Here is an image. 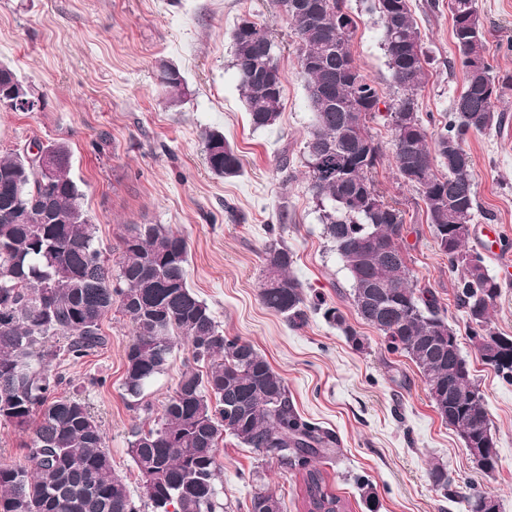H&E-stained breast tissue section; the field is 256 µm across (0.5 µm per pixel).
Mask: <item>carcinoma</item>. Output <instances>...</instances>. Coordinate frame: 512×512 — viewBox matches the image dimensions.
Listing matches in <instances>:
<instances>
[{"label":"carcinoma","mask_w":512,"mask_h":512,"mask_svg":"<svg viewBox=\"0 0 512 512\" xmlns=\"http://www.w3.org/2000/svg\"><path fill=\"white\" fill-rule=\"evenodd\" d=\"M294 0H273L298 38V63L314 121L304 144L308 189L324 206L327 239L344 262L357 316L375 328L388 349L399 351L422 373L432 402L453 383L455 409L440 413L454 431L471 423L472 436L492 433L483 394L471 378L456 330L440 301L419 288L403 247L400 209L384 200L371 171L380 146L367 119L380 111L377 84L355 63L356 22L345 0H304L321 5L316 17L290 8ZM379 14L383 45L396 96L388 124L395 168L404 183L421 191L430 224L448 267L459 272L456 301L466 315L481 359L512 378V336L490 326L489 312L501 285L484 258L466 249L476 207L472 159L466 141L502 123L497 103L512 90V76L499 75L487 56L484 22L475 0H448L452 36L465 84L448 120L434 130L424 124L417 91L425 83L428 57L410 0H371ZM233 66L255 128L274 125L282 93L266 90L280 80L272 31L266 24L240 20L232 33ZM160 82L172 99L185 95L180 71L165 67ZM47 146L57 153L59 182L42 189L29 153L0 157V177H15L20 193L0 195V422L32 430L24 466L0 464V512H141L126 481L112 468L104 432L81 399L59 394L62 377L53 360L78 362L106 343L104 317L117 309L134 336L126 351L123 387L128 405L142 406L145 391L166 368L175 339L186 338L193 363L182 372L163 415L152 427L132 431L128 454L152 512H216L221 465L219 440L230 435L247 448H273L270 458L298 470L306 512H345L326 471L312 459L327 457L333 438L304 420L288 396L284 378L250 342L224 335L207 304L187 280V243L162 224H133L119 244V274L96 245V227L82 209V191L70 176L67 143ZM211 172L236 177L237 152L224 137L205 139ZM417 179L405 178L407 166ZM39 195L69 217L66 224L4 218L13 202ZM294 255L280 239L264 248V271L276 275L272 288L260 284L259 298L288 324L307 322L309 307L292 273ZM323 317L352 344L363 341L343 312L320 299ZM460 496L466 512H483L486 495ZM249 512H284L269 490L256 491Z\"/></svg>","instance_id":"obj_1"}]
</instances>
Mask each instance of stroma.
Returning <instances> with one entry per match:
<instances>
[{"instance_id":"obj_1","label":"stroma","mask_w":512,"mask_h":512,"mask_svg":"<svg viewBox=\"0 0 512 512\" xmlns=\"http://www.w3.org/2000/svg\"><path fill=\"white\" fill-rule=\"evenodd\" d=\"M357 30L352 52L374 79L383 101L394 89L378 14L365 0H347ZM430 58L418 91L421 113L444 121L464 85L452 38L448 0H411ZM490 61L512 74V0H476ZM270 25L282 82V108L266 129L250 123L236 70L232 31L240 18ZM0 63L10 65L43 103L35 112L0 110V155L28 150L33 141H66L70 175L81 205L97 228L96 243L110 262L130 224H161L185 237L188 282L225 335L251 342L284 378L296 411L336 440L320 460L347 512H463L432 487L428 471L444 465L455 486L472 487L512 512V380L486 365L469 336L455 298L457 272L448 267L427 221L419 191L403 184L392 158L384 117L369 124L383 157L372 176L404 218V245L419 287L446 310L461 353L483 394L498 451L494 472H482L462 438L435 410L416 365L386 348L349 303L351 280L326 239L318 202L308 190L304 143L313 122L299 73L294 35L271 0H0ZM178 68L187 84L171 101L160 83L163 67ZM502 128L470 135L477 209L468 240L492 275L512 258V93L499 104ZM219 132L238 153L242 171L224 178L204 162V140ZM507 226L493 247L484 227ZM294 254L293 274L307 301L339 307L363 341L309 311L294 328L262 305L263 252L271 238ZM101 329L106 346L80 362H54L61 393L86 401L102 425L112 466L133 496L137 472L127 452L135 427L161 417L184 370L189 348L177 341L162 375L147 389L149 410L128 407L122 387L129 321L112 312ZM221 512H248L258 488L304 512L301 477L264 453L225 437L217 449Z\"/></svg>"}]
</instances>
